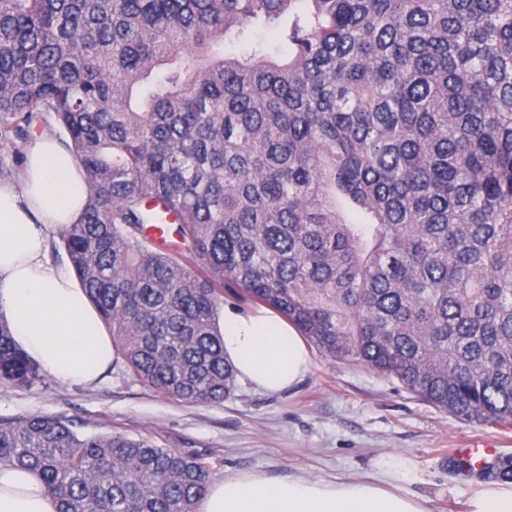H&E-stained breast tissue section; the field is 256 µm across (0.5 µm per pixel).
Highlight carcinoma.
<instances>
[{
  "label": "carcinoma",
  "instance_id": "1",
  "mask_svg": "<svg viewBox=\"0 0 512 512\" xmlns=\"http://www.w3.org/2000/svg\"><path fill=\"white\" fill-rule=\"evenodd\" d=\"M298 2L0 0V139L55 115L89 190L63 247L155 393H231L229 291L509 429L512 0ZM287 14L285 63L215 49ZM43 380L0 325V385ZM0 463L35 471L57 512H196L211 476L202 455L48 414L0 418ZM479 474L511 481L512 458Z\"/></svg>",
  "mask_w": 512,
  "mask_h": 512
}]
</instances>
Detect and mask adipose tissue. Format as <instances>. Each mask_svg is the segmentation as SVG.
<instances>
[{
    "instance_id": "adipose-tissue-1",
    "label": "adipose tissue",
    "mask_w": 512,
    "mask_h": 512,
    "mask_svg": "<svg viewBox=\"0 0 512 512\" xmlns=\"http://www.w3.org/2000/svg\"><path fill=\"white\" fill-rule=\"evenodd\" d=\"M87 197L83 167L49 135L30 145L19 183L0 182V324L48 375L77 385L94 384L118 358L72 269L48 257L52 235L80 219ZM219 329L237 379L258 391L290 390L311 369L305 340L273 309L225 306ZM414 481L395 455L358 481L236 473L210 484L198 512H427ZM0 512H56V503L36 474L0 464Z\"/></svg>"
}]
</instances>
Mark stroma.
Wrapping results in <instances>:
<instances>
[{
	"label": "stroma",
	"mask_w": 512,
	"mask_h": 512,
	"mask_svg": "<svg viewBox=\"0 0 512 512\" xmlns=\"http://www.w3.org/2000/svg\"><path fill=\"white\" fill-rule=\"evenodd\" d=\"M282 26L279 20H259L244 35L229 31L224 51L285 60ZM311 355L310 374L292 390L268 395L239 382L220 404L157 395L133 381L119 360L91 387L65 386L49 377L27 388L0 386V418L61 415L83 434L119 431L203 453L215 480L244 471L270 478L360 479L381 456L394 454L414 471L411 489L425 498L428 512H465L478 482L454 469L449 449L483 437L496 440L498 456H512V429L439 411L359 360L336 359L316 348Z\"/></svg>",
	"instance_id": "obj_1"
}]
</instances>
